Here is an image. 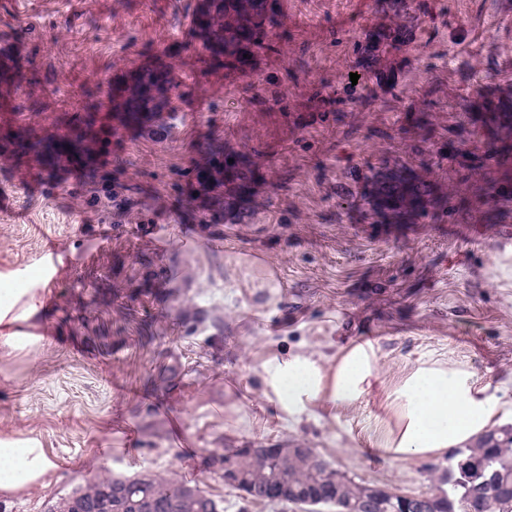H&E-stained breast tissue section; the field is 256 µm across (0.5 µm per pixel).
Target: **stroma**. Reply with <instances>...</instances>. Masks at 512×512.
Wrapping results in <instances>:
<instances>
[{
    "mask_svg": "<svg viewBox=\"0 0 512 512\" xmlns=\"http://www.w3.org/2000/svg\"><path fill=\"white\" fill-rule=\"evenodd\" d=\"M292 2L316 25L290 29L267 0L258 71L241 79L230 53L205 47L202 0H0V29L28 33L27 67L0 71V301L38 280L45 237L62 244L26 344L0 345V439L60 468L47 487L0 495V512H50L86 480L135 474L195 482L220 512H332L252 502L207 468L214 450L260 446L315 449L401 495L447 490L448 456L373 452L388 420L377 403L334 432L280 422L262 362L330 336L371 342L387 382L438 360L512 403V249L496 240L512 226V0ZM396 23L415 32L412 54L391 40ZM153 79L173 83L158 109L106 143L120 115L105 101ZM365 91L381 107L329 102ZM68 132L91 168L133 186L123 210L50 157L45 141ZM218 150L252 177L225 174L205 227L177 186ZM384 173L421 187L418 208L395 219L377 207ZM145 255L168 273L148 303L160 340L128 330L105 347L63 322L81 286L111 294ZM172 366L175 390L161 382Z\"/></svg>",
    "mask_w": 512,
    "mask_h": 512,
    "instance_id": "stroma-1",
    "label": "stroma"
}]
</instances>
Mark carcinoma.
<instances>
[{"mask_svg":"<svg viewBox=\"0 0 512 512\" xmlns=\"http://www.w3.org/2000/svg\"><path fill=\"white\" fill-rule=\"evenodd\" d=\"M212 160L199 169L194 180L181 188L186 204H192L200 191L224 185V170L238 166ZM160 279L156 273L144 275L124 307V322L135 325L139 339L156 340V320L148 311H139L136 301L150 293ZM226 460L242 475L237 489L254 502L276 500L283 489L298 490L312 505L326 504L336 512H409L401 495L383 487L373 488L336 473V469L311 448H233L224 449ZM448 483L453 495L448 499L431 497L423 512H512V426L487 434L472 447L453 455ZM483 476H475V471ZM110 478L97 476L87 481L84 506L95 504ZM120 489L112 494V512H216L217 503L206 494L185 497L186 481L163 476H139L119 480Z\"/></svg>","mask_w":512,"mask_h":512,"instance_id":"carcinoma-1","label":"carcinoma"}]
</instances>
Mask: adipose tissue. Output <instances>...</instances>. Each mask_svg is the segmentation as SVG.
I'll list each match as a JSON object with an SVG mask.
<instances>
[{
    "label": "adipose tissue",
    "instance_id": "adipose-tissue-1",
    "mask_svg": "<svg viewBox=\"0 0 512 512\" xmlns=\"http://www.w3.org/2000/svg\"><path fill=\"white\" fill-rule=\"evenodd\" d=\"M34 289H23L12 305L0 307V344L22 337L21 322L38 310ZM262 395L274 403L289 428L312 421L339 424L341 411L361 405L381 391L390 419L378 443L392 460L438 457L474 445L498 427L501 400L480 387L475 372L440 362H425L393 386H385L372 344L276 353L261 365ZM58 468L45 449L0 444V494L43 488Z\"/></svg>",
    "mask_w": 512,
    "mask_h": 512
}]
</instances>
